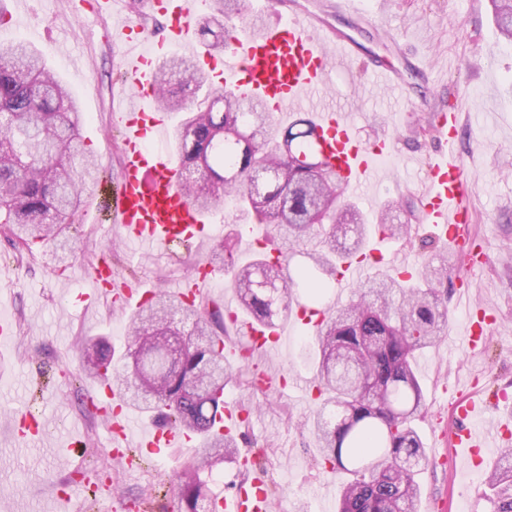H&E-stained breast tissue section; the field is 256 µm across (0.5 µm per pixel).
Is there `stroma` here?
<instances>
[{
    "instance_id": "1",
    "label": "stroma",
    "mask_w": 512,
    "mask_h": 512,
    "mask_svg": "<svg viewBox=\"0 0 512 512\" xmlns=\"http://www.w3.org/2000/svg\"><path fill=\"white\" fill-rule=\"evenodd\" d=\"M362 17L328 15L331 28L349 32L365 52L397 65L413 58L422 74L408 75V98L393 110L386 95L372 91L361 70L331 73L318 95L320 104L353 111L354 132L366 144L390 134L399 141L409 165L386 163L376 181V197L355 195L358 207L375 216L389 202L402 205L401 220L412 226L411 240L383 239L389 251L408 254L414 262L444 255L440 244L420 217L421 182L425 164L436 143L418 135L436 109L461 99L465 109L492 113L494 124L481 129L463 122L458 152L469 164L473 180V217L470 234L490 255L481 270L467 272L463 258H448V278L440 287L448 309V325L456 327L470 305L495 310L498 326L481 354L448 349L445 343L416 355V371L428 413H441L448 428L457 421L441 385L475 383L479 396L512 386V44L499 35L487 0H363ZM5 22L0 25V48L19 40L32 42L53 72L67 85L84 114L80 128L87 148L100 158L106 174L77 229L65 236L71 252L67 270H59L52 248L41 245L18 251L0 228V292L7 298L0 314L16 327V342L0 361V512H53L50 485L70 487L73 500L85 503L86 512H112V500L96 493L87 500L84 487L107 479L118 480L123 492L143 497L160 512H177L176 475L191 451L175 450L159 459L141 455L139 471L121 468L109 458V436L91 400L94 384L83 373L79 348L90 337L106 338L116 351L126 348L129 317L126 307L98 302L86 305L80 295L84 272L100 263L111 264L121 277L158 293L176 291L195 259L206 258L224 243L236 219L232 203L218 210L212 239L195 250L178 248L170 256L155 250H137L118 242L108 230L105 192L121 176V137L110 111L118 89H132L123 78L122 50L110 39L111 17L73 14L69 0H0ZM468 275L470 288L458 293V278ZM286 373L287 389L254 390L261 373ZM314 339L296 332L287 347L251 354L241 365L237 381L224 395L253 411L238 438L239 449H254L258 465L269 476L272 512H336L345 475L322 467L315 438L300 426L317 408L302 388L314 382ZM50 388L42 407L55 423H78L83 431L80 453L83 474L71 475V453L46 442L41 447L17 446L10 433L16 407L33 398L34 381ZM427 463L420 474L423 498L442 497L448 512H458V493L465 485L483 487L490 465L479 468L452 461L450 446L427 448ZM445 457L432 465L431 456Z\"/></svg>"
}]
</instances>
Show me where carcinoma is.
Wrapping results in <instances>:
<instances>
[{"label":"carcinoma","instance_id":"carcinoma-1","mask_svg":"<svg viewBox=\"0 0 512 512\" xmlns=\"http://www.w3.org/2000/svg\"><path fill=\"white\" fill-rule=\"evenodd\" d=\"M500 35L512 43V0H488ZM245 0H208L198 35L224 50L229 23L245 15ZM161 105L184 113L174 132L179 188L204 210L229 198L253 224L272 232L275 245L303 251L309 265L292 277L281 261L256 255L232 282L242 310L254 321L288 320L297 290L310 286L319 301L336 280V259L362 254L368 233L364 214L347 200L341 179L321 150L322 136L299 117L283 126L267 104L210 87L195 106L185 92L206 78L194 60L170 57L159 69ZM83 113L34 45L0 50V224L15 243L32 248L80 223L98 184V165L80 137ZM378 228L408 239L411 224L391 212ZM208 261L235 266L233 236ZM448 278V258L427 263L413 284L376 275L359 286L358 300L336 308L316 336V387L321 408L301 422L320 444L322 462L348 475L338 512H417L420 463L425 459L416 428L426 412L414 370V354L434 346L448 325L436 284ZM232 324L220 311L183 304L161 294L129 324L127 353L115 366L112 349L96 342L84 351L89 375L112 374L133 393L132 405L156 412L167 425L210 431L236 374L224 365V336ZM230 439L205 441L177 476L181 512H212L214 493H204L215 465L232 457ZM486 477L491 512H512V447Z\"/></svg>","mask_w":512,"mask_h":512}]
</instances>
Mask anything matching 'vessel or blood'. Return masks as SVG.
<instances>
[{
	"instance_id": "obj_1",
	"label": "vessel or blood",
	"mask_w": 512,
	"mask_h": 512,
	"mask_svg": "<svg viewBox=\"0 0 512 512\" xmlns=\"http://www.w3.org/2000/svg\"><path fill=\"white\" fill-rule=\"evenodd\" d=\"M148 5L150 11L165 18V35L154 43L151 52H141L123 61L126 73L137 86V93L113 115L114 125L122 132L123 178L110 203V215L123 240L147 249H166L210 235L206 211L195 207L178 188V173L172 157L165 152L151 153L145 148L150 139L166 135L165 115L153 107L159 97L154 80L156 60L170 47L191 46L200 3L199 0H148ZM319 22L318 16L293 9L287 19L271 21L258 33L235 32L223 52V66L217 73L219 84L271 102L280 119L297 108L310 106L327 76L336 69L348 72L360 68L378 88L395 97H405L407 82L402 69L366 56L356 37L334 33L330 28L320 27ZM460 112V106L454 104L433 117L436 138L443 149L435 153L425 167L422 220L433 229L437 240L450 250L464 253L468 266L474 267L484 264L487 256L482 247L472 245L469 236L472 219L468 198L469 168L454 149L460 132ZM315 123L323 136L322 149L330 157L344 188L373 185L380 162L398 153L394 137L383 136L376 146L368 147L353 136V116L349 112L319 108L315 111ZM243 236L247 248L277 256L269 230L249 227L244 229ZM371 266L389 267L404 279L411 277L414 270L413 265L373 249L341 265L336 275L337 294H344ZM215 274L214 267L207 262H195L189 281L178 291L180 298L186 304H196ZM87 279L93 293L111 291L114 300L126 305L132 303L141 307L153 297L152 290L127 284L108 265L93 267ZM330 314L327 307L299 304L294 307L291 318L316 333ZM496 324L497 318L489 309L478 306L468 310L461 335L466 349L473 352L481 347ZM241 329L247 338V347L254 351L280 347L290 333L283 324L261 328L245 323ZM99 390L103 396L100 414L110 436L112 458L123 466H132L134 458L130 449L134 446L162 456L172 449L189 448L194 444L193 435L169 426L152 425L141 432H133L125 394L107 382L102 383ZM451 408L466 425L451 435L440 426H431L434 442L451 438L454 446L475 466L483 463L490 449L512 446V416L499 417L489 427L479 424L486 406L468 396L454 400ZM248 416V411L238 401H225L217 419V433L232 434ZM15 421L12 436L22 442H40L51 434L47 421L32 412L17 411ZM217 508L219 512H270L266 473L253 471L247 487L218 502Z\"/></svg>"
}]
</instances>
